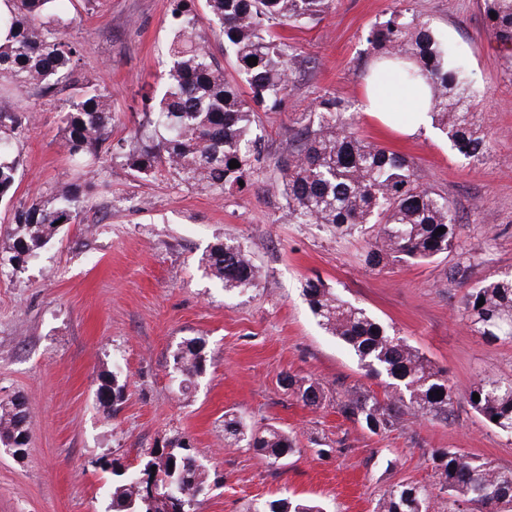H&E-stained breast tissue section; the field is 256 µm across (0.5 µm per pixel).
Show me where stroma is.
Segmentation results:
<instances>
[{
	"instance_id": "stroma-1",
	"label": "stroma",
	"mask_w": 512,
	"mask_h": 512,
	"mask_svg": "<svg viewBox=\"0 0 512 512\" xmlns=\"http://www.w3.org/2000/svg\"><path fill=\"white\" fill-rule=\"evenodd\" d=\"M396 0H336L316 24L285 30L304 65L280 107L255 113L267 159L243 194H218L160 172L142 178L103 162L85 179L80 214L24 269L0 275V400L23 398L30 421L24 457L0 450V512H108L116 478L103 457L143 468L152 448L191 445L208 482L194 512H247L276 498L319 501L325 512H373L391 485H434L431 454L459 448L512 469V435L469 405L479 379H512V342L489 345L464 322L462 300L483 280L512 273V56L485 23L483 0H407L458 51L478 88V119L492 135L474 163L437 128L409 137L361 112L364 77L375 59L367 30ZM170 0H74L67 33L84 56L75 71L109 92L112 138H130L142 117L139 90L168 65ZM333 93L363 137L403 153L425 183L454 204L457 248L430 262L365 264L369 237L285 217L282 147L296 115ZM64 95L13 90L33 113L21 137L16 188L0 202V225L15 208L66 179L59 140ZM243 243L263 273L259 287L225 291L198 264L219 241ZM320 277L366 308L440 368L457 401L448 419L402 418L374 435L340 412L345 396H383L350 351L319 325L303 295ZM205 342L206 366L182 387L172 355ZM126 384L115 414L97 392L102 377ZM317 380L324 398L305 406L284 374ZM251 431L277 426L295 449L274 464L224 441V415Z\"/></svg>"
}]
</instances>
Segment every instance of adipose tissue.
<instances>
[{"label":"adipose tissue","instance_id":"1","mask_svg":"<svg viewBox=\"0 0 512 512\" xmlns=\"http://www.w3.org/2000/svg\"><path fill=\"white\" fill-rule=\"evenodd\" d=\"M403 63L379 61L367 80L361 110L408 135L418 134L431 123L433 105L424 81H405Z\"/></svg>","mask_w":512,"mask_h":512}]
</instances>
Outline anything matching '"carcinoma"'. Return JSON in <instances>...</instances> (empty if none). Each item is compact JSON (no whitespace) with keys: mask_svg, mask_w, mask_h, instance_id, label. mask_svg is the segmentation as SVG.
I'll return each instance as SVG.
<instances>
[{"mask_svg":"<svg viewBox=\"0 0 512 512\" xmlns=\"http://www.w3.org/2000/svg\"><path fill=\"white\" fill-rule=\"evenodd\" d=\"M72 0H0V98L12 88L54 96L67 88L60 142L74 177L55 187L47 199L16 208L4 235L8 250L0 255V274L23 268L57 235V221L70 224L79 214L80 179L105 158L145 177L165 170L190 187L219 194L242 193L249 176L265 160L253 116L288 96L302 60L278 29L320 20L335 0H204V7L233 59L240 81L224 76V67L208 42L197 36L196 0H172L175 35L163 83L147 95L139 134L128 142L112 141L111 96L74 79L83 46L66 36ZM488 27L501 50H512V0H484ZM366 42L384 57L413 62L408 74L430 90L432 115L453 150L475 163L485 160L491 137L476 118L471 80L465 66L431 25L410 9L396 7L372 27ZM257 58V64L247 59ZM245 84L248 92L241 91ZM346 106L331 95L317 100L313 112L299 116L283 151V185L288 220L325 224L337 233L363 228L372 238L365 262L371 269L390 263L429 261L452 251L460 236L452 204L423 182L415 162L362 139L343 118ZM31 122L26 111L0 105V200L12 194L19 171V144ZM232 160L240 167L231 169ZM244 185H239V182ZM442 227L443 233H436ZM205 270L227 291L256 289L260 270L239 242L228 239L202 257ZM303 296L319 324L342 341L361 369L385 379L386 399L352 394L341 412L378 435L392 430L404 415L416 419L448 418L456 392L448 378L401 338L389 333L364 308L340 297L319 279L306 280ZM482 306H477L479 301ZM468 327L488 344L512 341V274L482 282L463 299ZM204 344L191 339L178 349L174 363L186 382L200 373ZM283 383L308 406H318L323 390L316 381L286 375ZM125 384L117 375L99 386L100 404L114 411ZM440 395H435V392ZM480 396L473 400V394ZM471 408L500 432L512 435V380L487 376L467 393ZM498 421H493V417ZM29 439L24 401H0V447L25 448ZM224 440L242 441L277 463L294 452L293 438L271 426L249 432L236 415L224 414ZM438 491L448 495V512H512V469L481 462L458 448L431 455ZM149 463L156 470L104 466L121 478L112 491V512H193L207 483L205 467L186 453L155 449ZM438 496L424 485L395 484L379 501L377 512H435ZM254 512H322L309 501L278 498Z\"/></svg>","mask_w":512,"mask_h":512,"instance_id":"obj_1","label":"carcinoma"}]
</instances>
